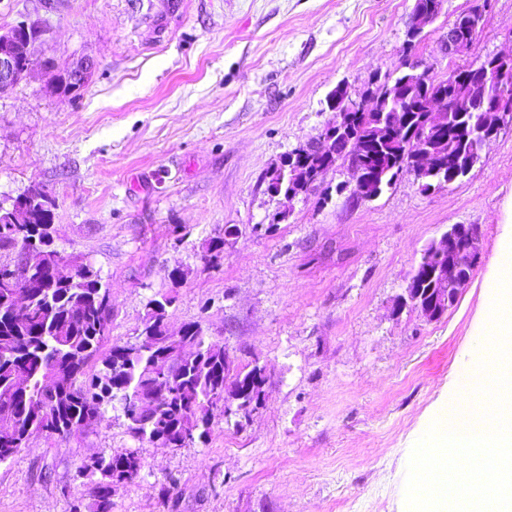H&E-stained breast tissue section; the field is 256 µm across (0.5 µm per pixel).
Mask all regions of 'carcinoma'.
I'll list each match as a JSON object with an SVG mask.
<instances>
[{
	"label": "carcinoma",
	"mask_w": 512,
	"mask_h": 512,
	"mask_svg": "<svg viewBox=\"0 0 512 512\" xmlns=\"http://www.w3.org/2000/svg\"><path fill=\"white\" fill-rule=\"evenodd\" d=\"M391 84L408 96V126L393 137L366 143L363 166L370 174L410 169L412 140L426 124L440 119L439 113L424 110L428 93L438 91L437 87L422 88L405 69ZM450 130L448 173L457 155L469 154L473 147L467 121L454 123ZM55 233L54 210L49 208L40 209L33 224L0 223V303L10 300L15 282L30 292L27 309L0 313V428L12 425L11 434H0V463L18 453L35 434H67L94 422L116 399L123 413L131 416L127 430L137 440L150 442L161 434L178 448L206 443L213 397L224 388V345L210 344L194 322L185 324L181 336L169 332L166 310L174 297L162 295L149 302L137 354L116 368L122 346L114 345L96 365L112 329L110 291L91 261L58 249ZM20 239L29 241L33 264L13 280L10 267L15 255L10 247ZM225 244L221 236L207 240L205 262L219 266ZM60 262L74 267L72 282L63 283L50 272ZM187 344L198 348L197 357H182ZM18 377L27 380L28 392L13 390ZM156 390L166 395L155 398L152 416L141 423L134 417L137 396ZM141 467L133 452L98 456L93 468L98 477L94 512H112V474L133 476Z\"/></svg>",
	"instance_id": "carcinoma-1"
}]
</instances>
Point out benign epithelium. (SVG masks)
I'll return each mask as SVG.
<instances>
[{
	"instance_id": "benign-epithelium-1",
	"label": "benign epithelium",
	"mask_w": 512,
	"mask_h": 512,
	"mask_svg": "<svg viewBox=\"0 0 512 512\" xmlns=\"http://www.w3.org/2000/svg\"><path fill=\"white\" fill-rule=\"evenodd\" d=\"M441 0H416L414 12L410 18L404 41L407 55L406 68L410 77L419 84L428 83L429 68L423 62L411 56V48L415 41L423 37L424 29L432 24L440 11ZM479 31L474 21V13L468 11L457 17L456 27L448 29L446 39L442 40V47L448 58L453 59L464 55L470 45L471 38ZM38 28L33 22L23 20L16 24V28H8L0 32V92L12 89L19 81L24 70L23 59L17 51L19 37L31 40ZM496 69L497 89L492 91L488 86V75L491 66L484 59L472 64L471 75L462 82L451 73L446 82L448 85L438 92L428 96V111L446 112L448 115L471 116L478 132L474 155L468 157L459 167L461 175H468L476 160L482 158L485 146L495 138L503 127L512 125V53L507 55L496 54L491 57ZM74 79L80 86L88 81V77L95 70V63L91 59H83L74 66ZM396 102V94L389 84L381 83L378 87L372 86L353 95L343 86L341 91L331 102L330 108L335 111V118L326 124L320 133L319 140L325 148L344 145L342 151L336 152V164L346 168L351 180L337 185V194L345 192L362 201L373 200L381 195L382 190L368 182V177L362 167L363 152L356 147L357 134L350 125L351 112H379L387 102ZM442 152L437 146L435 138L426 131L422 135V143L410 155L412 162L411 172L415 180L420 181L438 174L439 158ZM299 151L288 153L276 168L279 179L298 181L305 187H310L320 179L326 168L321 167L308 170L304 162L298 164L296 160ZM55 202L54 195L41 188L35 187L29 193H22L9 199L13 224H25L30 213L39 203ZM482 250L481 236L478 228L472 224H453L434 239L426 247L420 257L418 266L432 272L431 288L428 289L431 298L423 303L420 299V289L405 288V294L394 307L398 313L409 306L419 312L428 321L440 317L441 311L449 310L457 301L462 288L466 287L474 269L480 259ZM214 400L216 408L224 409V416L228 417L235 412L238 393L230 384L224 385V391L216 392Z\"/></svg>"
}]
</instances>
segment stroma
<instances>
[{
	"label": "stroma",
	"mask_w": 512,
	"mask_h": 512,
	"mask_svg": "<svg viewBox=\"0 0 512 512\" xmlns=\"http://www.w3.org/2000/svg\"><path fill=\"white\" fill-rule=\"evenodd\" d=\"M415 0H0V28L46 34L36 58L88 57L79 95L37 69L0 96V201L33 184L56 198L59 249L88 257L111 290L108 345L135 342L151 299L197 323L238 369L265 367L247 420L215 414L208 441L159 448L127 431L119 402L68 436L40 434L0 464V512H91L89 456L137 452L112 512H407L411 450L456 397L486 343L482 321L512 193V127L450 187L400 176L371 201L330 195V169L290 209L267 190L333 114L326 97L396 77ZM476 0H443L415 55L433 79L512 52V0H489L468 53L440 42ZM477 225L482 256L457 304L426 321L393 314L422 250ZM240 229L224 262L203 245ZM182 279L172 282L173 269Z\"/></svg>",
	"instance_id": "obj_1"
}]
</instances>
